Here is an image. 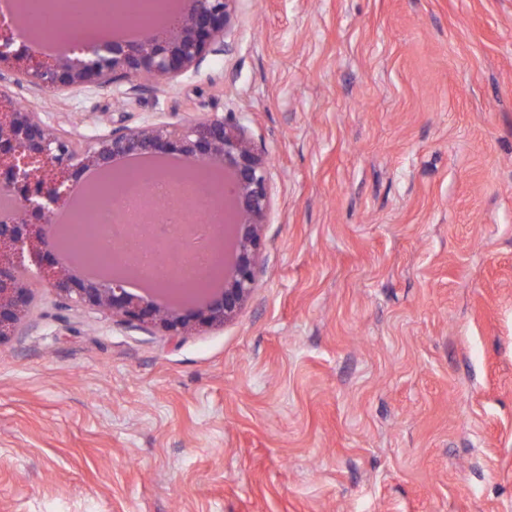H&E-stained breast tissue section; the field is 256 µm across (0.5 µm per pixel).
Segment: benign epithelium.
<instances>
[{"mask_svg":"<svg viewBox=\"0 0 512 512\" xmlns=\"http://www.w3.org/2000/svg\"><path fill=\"white\" fill-rule=\"evenodd\" d=\"M237 2L168 0L159 22L163 32L154 27L136 41L99 36L82 42L75 56L53 58L35 48L40 29L31 30L28 43L19 45L15 22L0 21V65L11 68L18 84L72 93L110 87L116 97L131 99L144 90V76L172 88L207 57L224 54ZM129 155H178L224 173V193H216L215 203L227 207L221 232L231 250L225 251L224 274L202 293L169 304L166 298L174 292L166 284L155 283L150 293L137 295L127 290L126 275L83 278L58 259L71 229L54 217L71 202L81 175L93 167L106 171L113 159ZM0 196L12 200L10 207H0V338L29 312V281L35 276L82 308L171 336L235 318L254 290L270 206L268 161L232 118L215 114L170 122L157 116L84 140L0 89Z\"/></svg>","mask_w":512,"mask_h":512,"instance_id":"7a95c632","label":"benign epithelium"}]
</instances>
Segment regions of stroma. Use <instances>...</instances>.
<instances>
[{
    "instance_id": "obj_1",
    "label": "stroma",
    "mask_w": 512,
    "mask_h": 512,
    "mask_svg": "<svg viewBox=\"0 0 512 512\" xmlns=\"http://www.w3.org/2000/svg\"><path fill=\"white\" fill-rule=\"evenodd\" d=\"M92 137L240 122L270 211L239 315L183 336L33 282L0 338V512H512V0H240Z\"/></svg>"
}]
</instances>
